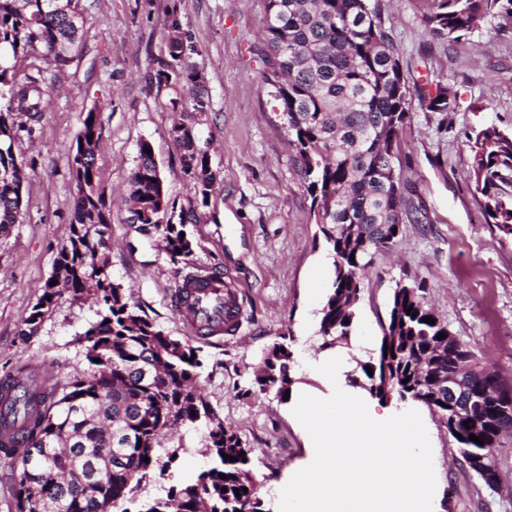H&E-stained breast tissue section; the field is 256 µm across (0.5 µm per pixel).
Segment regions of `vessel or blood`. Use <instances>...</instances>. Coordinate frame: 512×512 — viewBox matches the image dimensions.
<instances>
[{"instance_id":"vessel-or-blood-1","label":"vessel or blood","mask_w":512,"mask_h":512,"mask_svg":"<svg viewBox=\"0 0 512 512\" xmlns=\"http://www.w3.org/2000/svg\"><path fill=\"white\" fill-rule=\"evenodd\" d=\"M176 307L184 328L195 337L235 336L244 317L239 285L205 269L188 274L179 282Z\"/></svg>"}]
</instances>
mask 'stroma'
Segmentation results:
<instances>
[{
    "mask_svg": "<svg viewBox=\"0 0 512 512\" xmlns=\"http://www.w3.org/2000/svg\"><path fill=\"white\" fill-rule=\"evenodd\" d=\"M398 46L411 89L458 92L456 112L428 111L412 98L399 133L407 197L427 213L408 224L397 244L372 256L356 307L351 343L338 344L343 371L375 348L397 281L421 282L436 315L479 359L512 383V235L486 221L474 188L469 136L488 126L512 133V18L486 19L451 42L425 32L421 18L434 0H373ZM87 23L74 61L46 97L32 132H19L14 152L22 163L23 215L0 235V377L40 371L63 387L84 369L79 336L99 317L93 300L62 299L37 333L22 335V321L54 272L69 234L76 183L70 157L83 120L97 111L100 189L112 209L107 253L114 283L166 335L193 341L175 312L174 291L192 266L244 286L245 319L238 336L197 342L203 393L226 425L254 448V479L267 503L309 459L310 447L292 413V400L253 388L254 374L277 343L292 352L291 392L326 394L315 361L322 357L320 311L330 292L332 257L293 161L278 104L260 79L261 0H81ZM180 16V35L204 79L210 109L204 115L172 112L148 86V75L168 56V21ZM192 127L207 152L215 183L198 204L184 172L173 124ZM149 143L164 191L177 212L193 216L195 252L172 263L159 232L130 223L126 199ZM433 449L439 512H512V434L496 448L499 489L487 487L460 457L437 416H426ZM180 450L170 476L144 485L150 500L208 469L204 429L169 435Z\"/></svg>",
    "mask_w": 512,
    "mask_h": 512,
    "instance_id": "stroma-1",
    "label": "stroma"
}]
</instances>
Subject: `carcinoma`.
<instances>
[{"mask_svg": "<svg viewBox=\"0 0 512 512\" xmlns=\"http://www.w3.org/2000/svg\"><path fill=\"white\" fill-rule=\"evenodd\" d=\"M79 2L66 0V8L57 10L50 0H0V88H7L0 91V233L21 218L24 176L13 151L15 113L39 114L49 83L73 62L86 23ZM262 2V81L279 103L313 212L331 247L334 277L319 327L326 349L338 339L350 340L372 254L395 245L402 225L428 220L408 202L398 168V137L413 92L400 50L371 0ZM435 2L422 26L450 41L467 37L488 17L512 16V0ZM180 26L174 9L169 59L159 62L151 87L168 97L171 111L203 114L209 111V97L179 38ZM22 58L47 66L36 65L20 78ZM419 96L431 112L452 113L458 107V93L447 84ZM171 136L182 150L196 200L207 205L214 181L207 153L197 148L192 129L184 124L174 125ZM99 138L98 115L91 110L70 160L76 194L69 236L56 260L57 284L45 283L23 319V333L32 335L63 292L74 300L93 293L101 314L86 330L94 333L83 349L87 370L76 372L60 392L47 388L36 369L0 380V452L12 456L18 448L25 453L45 448L51 458L36 473L29 472L26 456L18 460L17 512H56L53 502L39 503L37 485L55 489L67 512H172L174 505L177 512H265L252 476L253 449L206 401L199 383L201 362L192 358L196 348L170 347V337L139 314L112 281L104 256L112 211L96 181ZM468 146L475 191L484 198L487 216L512 234V195L503 189L512 186V134L488 126ZM147 147L141 143L140 163L130 178V222L162 230L169 260L185 262L194 254V240L187 221L163 223L169 201ZM424 293L421 282L396 283L380 342L349 382L372 396L435 409L447 419L448 435L464 462L474 456L491 461L501 433L512 431V419L495 420L491 405L458 414L448 398L436 396V378L466 368L475 382L493 391L508 385L435 318ZM440 333L446 337L438 338ZM290 359L287 345H273L255 375L260 393L271 388L285 395L292 383ZM153 366L156 373L145 375ZM197 426L206 430L212 466L170 486L164 497L138 501L142 484L164 476L179 457V449L163 446V440L181 427ZM472 434L484 444L470 440Z\"/></svg>", "mask_w": 512, "mask_h": 512, "instance_id": "carcinoma-1", "label": "carcinoma"}]
</instances>
